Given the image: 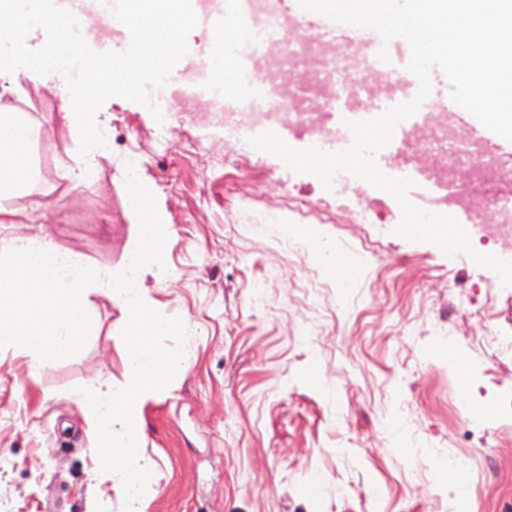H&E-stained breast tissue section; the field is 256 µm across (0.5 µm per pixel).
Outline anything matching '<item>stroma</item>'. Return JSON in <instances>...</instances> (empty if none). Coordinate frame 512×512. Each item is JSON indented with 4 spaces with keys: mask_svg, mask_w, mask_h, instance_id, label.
I'll list each match as a JSON object with an SVG mask.
<instances>
[{
    "mask_svg": "<svg viewBox=\"0 0 512 512\" xmlns=\"http://www.w3.org/2000/svg\"><path fill=\"white\" fill-rule=\"evenodd\" d=\"M60 74H0V104L29 112L35 179L24 215L0 239L46 238L99 273L125 269L137 217L118 175L135 155L169 224L166 275L144 288L187 330L188 370L143 409L141 446L156 462L144 512H450L452 493L429 449L473 457L475 512H512V286L467 255L395 235V199L361 179L332 193L248 141L224 138L208 101L160 128L122 98L96 116L107 146L96 175L71 190L80 162ZM265 167L254 170L256 158ZM330 212L290 235L291 198ZM379 208L376 223L356 211ZM331 241L350 263L348 286L311 254ZM92 329L77 355L32 370L22 347L0 350V502L10 512H124L120 477L99 470L91 381L121 385L124 309L92 295ZM455 342L471 377L439 347Z\"/></svg>",
    "mask_w": 512,
    "mask_h": 512,
    "instance_id": "stroma-1",
    "label": "stroma"
}]
</instances>
